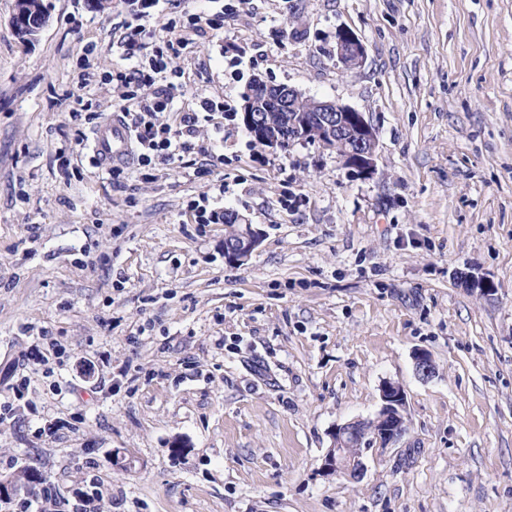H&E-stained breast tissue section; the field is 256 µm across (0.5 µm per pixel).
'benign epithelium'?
I'll use <instances>...</instances> for the list:
<instances>
[{
	"label": "benign epithelium",
	"instance_id": "1",
	"mask_svg": "<svg viewBox=\"0 0 512 512\" xmlns=\"http://www.w3.org/2000/svg\"><path fill=\"white\" fill-rule=\"evenodd\" d=\"M16 33L24 40L34 39L49 22L44 0H16L12 16ZM336 59L346 69L363 65L366 48L362 40L348 30L336 35ZM263 97L275 103L277 112L253 109L243 113L245 129L272 148L286 149L296 142L317 143L336 151L344 165L357 175L370 179L377 173L378 136L364 115L347 105L330 100L307 99L313 118L297 115L303 93L289 86H273L257 81ZM224 223L236 224L238 233L224 239L227 263L240 265L261 242V233L235 211L224 212ZM416 372L423 378L435 373L431 356L419 350L413 356ZM406 430L405 396L401 387L386 381L380 388V408L374 418L353 420L335 427L333 444L322 458L326 475L358 478L364 471L360 447L363 439L373 436L379 447L395 444Z\"/></svg>",
	"mask_w": 512,
	"mask_h": 512
}]
</instances>
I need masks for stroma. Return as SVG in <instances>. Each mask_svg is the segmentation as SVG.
<instances>
[{"instance_id": "1", "label": "stroma", "mask_w": 512, "mask_h": 512, "mask_svg": "<svg viewBox=\"0 0 512 512\" xmlns=\"http://www.w3.org/2000/svg\"><path fill=\"white\" fill-rule=\"evenodd\" d=\"M45 2L26 42L0 0V402L28 381L0 476L38 472L22 492L51 486L42 512L94 486L93 512H512V0H160L142 21ZM219 11L166 51V23ZM141 23L179 86L167 121L197 113L200 134L112 172L92 142ZM341 28L363 66L337 62ZM256 77L362 112L374 178L256 143ZM201 201L261 230L242 265ZM386 381L405 434L367 446L360 479L323 475L333 428L373 417Z\"/></svg>"}]
</instances>
